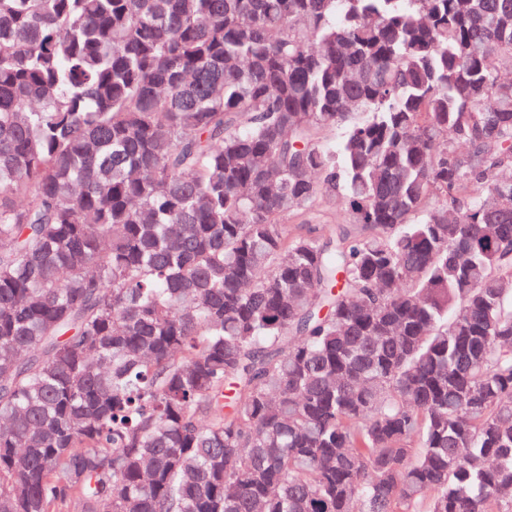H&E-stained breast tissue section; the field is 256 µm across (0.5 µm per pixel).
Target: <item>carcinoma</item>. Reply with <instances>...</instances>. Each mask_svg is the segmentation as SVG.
<instances>
[{"label": "carcinoma", "instance_id": "carcinoma-1", "mask_svg": "<svg viewBox=\"0 0 512 512\" xmlns=\"http://www.w3.org/2000/svg\"><path fill=\"white\" fill-rule=\"evenodd\" d=\"M511 74L512 0H0V512H512Z\"/></svg>", "mask_w": 512, "mask_h": 512}]
</instances>
